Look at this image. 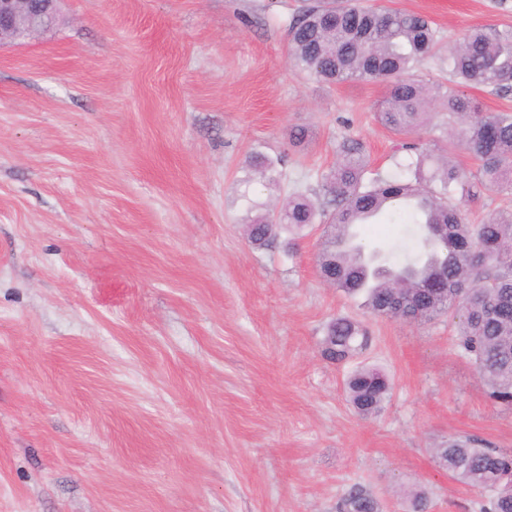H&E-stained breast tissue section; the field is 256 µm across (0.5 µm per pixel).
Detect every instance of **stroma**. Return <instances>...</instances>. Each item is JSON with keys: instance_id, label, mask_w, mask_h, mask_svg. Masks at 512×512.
Masks as SVG:
<instances>
[{"instance_id": "35a3bbf8", "label": "stroma", "mask_w": 512, "mask_h": 512, "mask_svg": "<svg viewBox=\"0 0 512 512\" xmlns=\"http://www.w3.org/2000/svg\"><path fill=\"white\" fill-rule=\"evenodd\" d=\"M363 2L434 22L416 71L433 84L467 30L512 27V0ZM302 3L62 0L57 29L0 45V512H337L354 484L381 512L418 490L429 512H480L433 450L512 449V405L447 317H376L326 285L324 225L245 235L250 205L317 191L343 137L382 172L401 141L375 120L384 83L295 67ZM419 139L474 168L444 115ZM338 316L369 328L357 363L391 382L378 416L348 402L354 365L322 355Z\"/></svg>"}]
</instances>
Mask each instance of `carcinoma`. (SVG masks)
Returning <instances> with one entry per match:
<instances>
[{
    "mask_svg": "<svg viewBox=\"0 0 512 512\" xmlns=\"http://www.w3.org/2000/svg\"><path fill=\"white\" fill-rule=\"evenodd\" d=\"M295 65L317 80L384 82L386 98L376 118L397 135L428 125L429 109L448 112V133L459 131L478 161L465 171L451 160L405 143L406 162L395 170L370 169L362 143L344 139L336 165L321 175L320 196L293 192L274 212L255 215L246 225L249 241L268 247L279 235H301L327 227L316 256L320 276L347 294H363L376 317L410 323L441 316L455 321L456 346L475 364L490 397L512 404V211H498L471 224L456 202L485 190L512 194V113L485 112L467 89L504 95L512 91V28H473L448 50V85L430 86L413 77L434 53L437 31L424 15L360 0H324L309 5L289 25ZM250 166L262 178H280L273 161L257 154ZM406 217L419 250L392 259L370 249L355 231L382 218ZM370 342L366 327L346 316L332 319L322 354L336 363L358 356ZM349 401L362 416L377 415L390 392L380 370L360 367L345 381ZM438 465L454 480L486 494L481 512H512V451L456 438L434 449ZM340 512H380L363 486L351 487Z\"/></svg>",
    "mask_w": 512,
    "mask_h": 512,
    "instance_id": "cac0c4a2",
    "label": "carcinoma"
}]
</instances>
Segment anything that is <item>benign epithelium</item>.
<instances>
[{
	"label": "benign epithelium",
	"mask_w": 512,
	"mask_h": 512,
	"mask_svg": "<svg viewBox=\"0 0 512 512\" xmlns=\"http://www.w3.org/2000/svg\"><path fill=\"white\" fill-rule=\"evenodd\" d=\"M60 0H0V44L31 38L50 30L47 18L58 19Z\"/></svg>",
	"instance_id": "1"
}]
</instances>
